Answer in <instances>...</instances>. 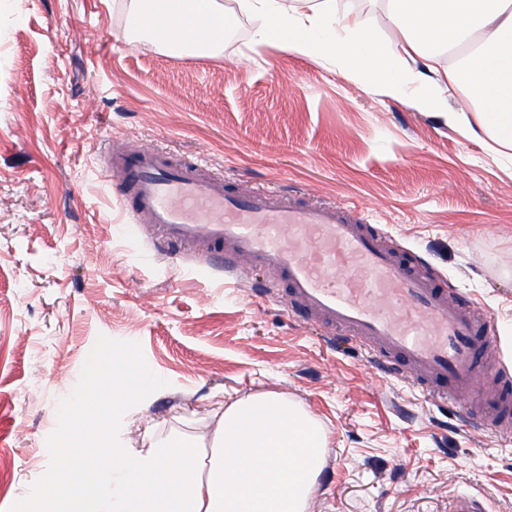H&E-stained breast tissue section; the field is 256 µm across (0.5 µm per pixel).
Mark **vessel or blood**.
Segmentation results:
<instances>
[{
    "mask_svg": "<svg viewBox=\"0 0 512 512\" xmlns=\"http://www.w3.org/2000/svg\"><path fill=\"white\" fill-rule=\"evenodd\" d=\"M107 170L130 223L152 225L169 258L190 252L203 267L269 271L287 292L268 286L262 297H280L306 322L364 342L383 371L452 405L463 421L512 432V388L491 372V318L422 275L361 210L256 188L238 193L151 146L111 148Z\"/></svg>",
    "mask_w": 512,
    "mask_h": 512,
    "instance_id": "1",
    "label": "vessel or blood"
}]
</instances>
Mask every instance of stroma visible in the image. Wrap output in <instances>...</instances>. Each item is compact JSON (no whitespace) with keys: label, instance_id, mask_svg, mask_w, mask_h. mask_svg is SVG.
<instances>
[{"label":"stroma","instance_id":"35a3bbf8","mask_svg":"<svg viewBox=\"0 0 512 512\" xmlns=\"http://www.w3.org/2000/svg\"><path fill=\"white\" fill-rule=\"evenodd\" d=\"M130 0H0V512L48 483L50 447L202 434L216 403L277 392L325 428L311 512H512V438L462 422L327 342L240 277L170 261L107 189V143L157 147L241 190L368 208L408 262L512 326V159L326 61L267 45L237 13L216 57L132 33ZM117 381L97 432L56 410L90 369ZM161 388L140 387L142 373ZM135 412L138 428L123 421Z\"/></svg>","mask_w":512,"mask_h":512}]
</instances>
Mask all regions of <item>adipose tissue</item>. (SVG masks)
I'll use <instances>...</instances> for the list:
<instances>
[{
    "mask_svg": "<svg viewBox=\"0 0 512 512\" xmlns=\"http://www.w3.org/2000/svg\"><path fill=\"white\" fill-rule=\"evenodd\" d=\"M258 21L255 42L330 60L381 95L401 97L443 116L471 137L487 135L512 150V0H386L394 36L379 38L362 12L340 13L338 0H235ZM135 13L150 45L208 55L224 44L229 12L219 0H141ZM166 40H158L157 30ZM421 69L393 74L394 51ZM468 91L470 109L449 96ZM328 436L299 404L275 392L235 401L214 414L205 436L142 448H115L109 464L51 451L67 478H52L47 501L28 493L15 512H309ZM212 454L198 464L204 449Z\"/></svg>",
    "mask_w": 512,
    "mask_h": 512,
    "instance_id": "adipose-tissue-1",
    "label": "adipose tissue"
}]
</instances>
